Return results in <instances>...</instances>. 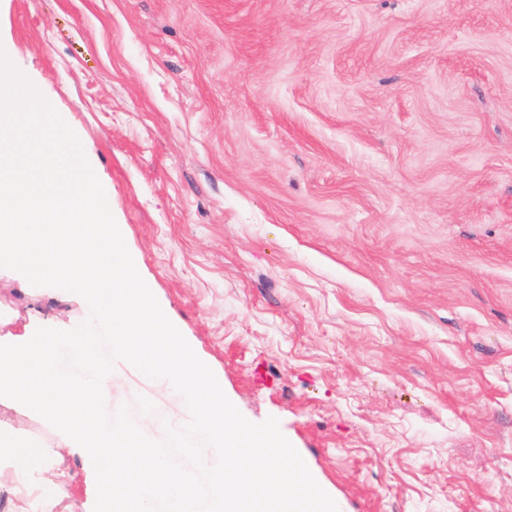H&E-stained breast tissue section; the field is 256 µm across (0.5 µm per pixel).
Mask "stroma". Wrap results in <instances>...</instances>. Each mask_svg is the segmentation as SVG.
I'll use <instances>...</instances> for the list:
<instances>
[{"label": "stroma", "instance_id": "35a3bbf8", "mask_svg": "<svg viewBox=\"0 0 512 512\" xmlns=\"http://www.w3.org/2000/svg\"><path fill=\"white\" fill-rule=\"evenodd\" d=\"M0 49L340 512H512V0H0ZM81 316L0 268V336Z\"/></svg>", "mask_w": 512, "mask_h": 512}]
</instances>
